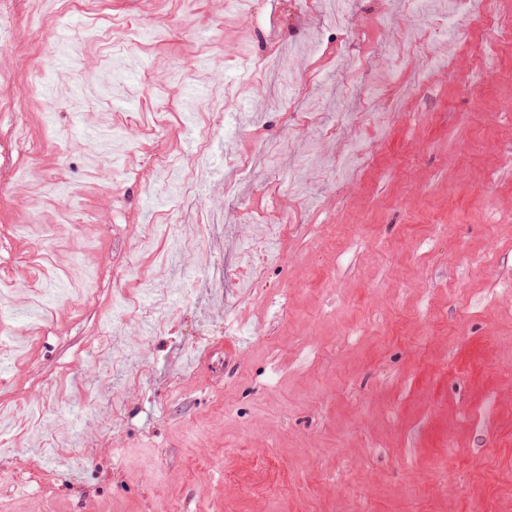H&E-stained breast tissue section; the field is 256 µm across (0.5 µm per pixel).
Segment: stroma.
<instances>
[{
	"label": "stroma",
	"instance_id": "1",
	"mask_svg": "<svg viewBox=\"0 0 512 512\" xmlns=\"http://www.w3.org/2000/svg\"><path fill=\"white\" fill-rule=\"evenodd\" d=\"M490 2L458 39L412 0L291 25L283 0H9L0 512H512V0ZM354 140L373 153L334 184ZM145 224L206 225L198 258ZM35 288L59 291L39 317Z\"/></svg>",
	"mask_w": 512,
	"mask_h": 512
}]
</instances>
